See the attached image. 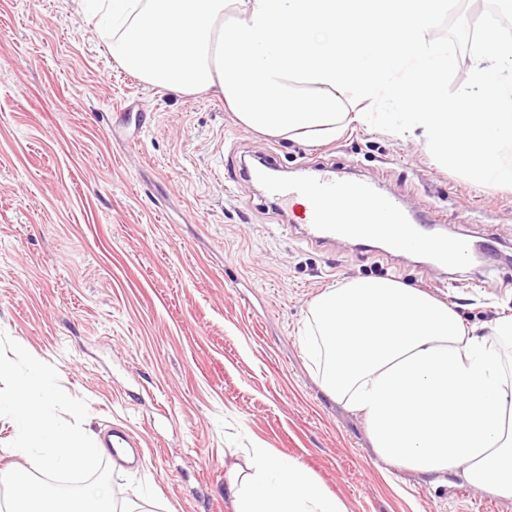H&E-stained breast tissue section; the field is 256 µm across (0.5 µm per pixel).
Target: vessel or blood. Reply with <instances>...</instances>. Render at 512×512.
<instances>
[{"label": "vessel or blood", "instance_id": "obj_1", "mask_svg": "<svg viewBox=\"0 0 512 512\" xmlns=\"http://www.w3.org/2000/svg\"><path fill=\"white\" fill-rule=\"evenodd\" d=\"M302 179L266 178L267 194L280 208L301 209L298 223L307 243L321 245L360 237L380 238L393 251L412 249L431 255L441 266L467 260L471 246L462 238L434 232L408 212L397 197L382 196L369 181L345 180L334 170L314 165Z\"/></svg>", "mask_w": 512, "mask_h": 512}]
</instances>
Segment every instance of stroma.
I'll use <instances>...</instances> for the list:
<instances>
[{
	"instance_id": "1",
	"label": "stroma",
	"mask_w": 512,
	"mask_h": 512,
	"mask_svg": "<svg viewBox=\"0 0 512 512\" xmlns=\"http://www.w3.org/2000/svg\"><path fill=\"white\" fill-rule=\"evenodd\" d=\"M486 3L453 0L428 31L449 95L468 83ZM111 44L77 0H0V330L87 400V434L118 425L138 439L140 461L113 466L118 499L231 512L226 467L265 448L303 463L345 512H512L381 460L364 419L322 390L304 335L314 298L367 277L489 333L512 316V190L375 121L321 144L256 133L215 90L141 82ZM258 156L358 174L492 250L443 268L373 244L312 246L248 181Z\"/></svg>"
}]
</instances>
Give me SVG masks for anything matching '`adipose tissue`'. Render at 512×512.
Wrapping results in <instances>:
<instances>
[{
	"label": "adipose tissue",
	"mask_w": 512,
	"mask_h": 512,
	"mask_svg": "<svg viewBox=\"0 0 512 512\" xmlns=\"http://www.w3.org/2000/svg\"><path fill=\"white\" fill-rule=\"evenodd\" d=\"M114 59L143 82L177 93L220 92L246 127L273 136L332 137L343 99L352 122L386 86L382 125L420 134L441 164L477 185L512 186V51L485 29L466 89L448 94V59L427 32L446 0H101ZM427 70L389 82L409 55ZM317 90L314 98L304 87ZM322 389L366 421L375 454L425 476L450 475L512 499V375L502 360L512 316L491 334L466 328L447 303L388 278H361L317 296L307 322ZM31 512H156L143 494L117 502L86 487L73 501L13 470L0 471ZM233 512H343L298 461L254 448L232 465Z\"/></svg>",
	"instance_id": "adipose-tissue-1"
}]
</instances>
